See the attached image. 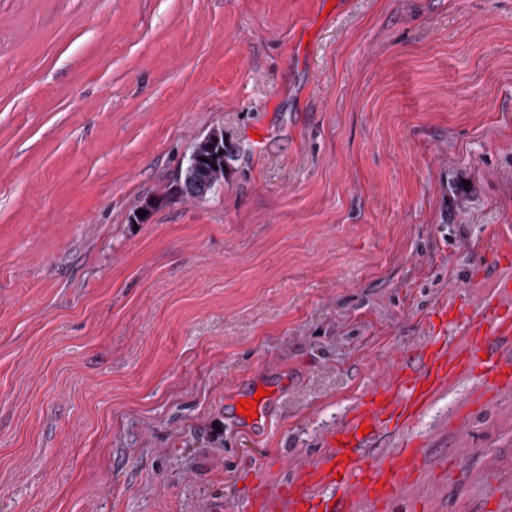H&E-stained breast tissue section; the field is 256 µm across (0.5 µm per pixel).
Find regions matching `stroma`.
<instances>
[{
	"instance_id": "1",
	"label": "stroma",
	"mask_w": 512,
	"mask_h": 512,
	"mask_svg": "<svg viewBox=\"0 0 512 512\" xmlns=\"http://www.w3.org/2000/svg\"><path fill=\"white\" fill-rule=\"evenodd\" d=\"M508 248L512 0H0V512H253ZM407 436L384 512L512 499V386ZM205 137L202 138L201 140L197 141L194 144L191 155H190L189 165L186 168L184 175H183L182 184H179V187L176 188L175 191L172 190L173 186L170 187V192H169L170 196H174V193H179L180 195H182L180 193V186L185 184L189 179H201L203 177L207 181L211 182V185H212L211 189H212L217 183L222 182V180L226 176L224 166H223V157H219L217 161H213L217 165V167H214L211 163H208V162H211L212 159H217V157L221 156V155H224V159L233 161L236 156V153L238 152L237 147L234 144H230L229 146L224 145V147H220L218 149V152L212 158L205 157L202 154V152H199L195 156V153H197L200 150L203 143L205 142ZM220 140H221L220 132L214 131L213 133L210 134L208 140L203 145V150L212 151L215 146L219 145ZM209 145H212V148H209ZM224 150L226 152L225 154H224ZM194 156L199 161H203V158H207V161H205V163H204L205 170H196L193 167Z\"/></svg>"
}]
</instances>
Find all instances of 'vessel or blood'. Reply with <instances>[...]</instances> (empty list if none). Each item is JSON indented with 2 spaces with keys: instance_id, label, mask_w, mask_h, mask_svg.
<instances>
[{
  "instance_id": "1",
  "label": "vessel or blood",
  "mask_w": 512,
  "mask_h": 512,
  "mask_svg": "<svg viewBox=\"0 0 512 512\" xmlns=\"http://www.w3.org/2000/svg\"><path fill=\"white\" fill-rule=\"evenodd\" d=\"M459 324L465 333L463 345L451 348L437 342L420 364L399 370L392 383L375 390L332 433L329 460L302 470L282 497H261L258 512H356L360 502L367 512H376L389 500L407 473L424 467L425 451L401 439L396 460L384 466L367 449L371 436L394 433L397 419L416 418L450 378L476 374L490 386L512 382V357L494 346L495 339L512 335V279H500L495 295ZM364 426L370 427V434H361Z\"/></svg>"
}]
</instances>
